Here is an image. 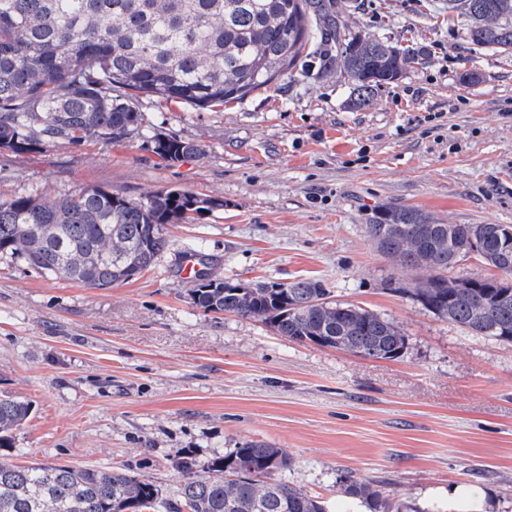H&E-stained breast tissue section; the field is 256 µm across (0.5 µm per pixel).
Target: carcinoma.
Masks as SVG:
<instances>
[{
  "instance_id": "cac0c4a2",
  "label": "carcinoma",
  "mask_w": 512,
  "mask_h": 512,
  "mask_svg": "<svg viewBox=\"0 0 512 512\" xmlns=\"http://www.w3.org/2000/svg\"><path fill=\"white\" fill-rule=\"evenodd\" d=\"M467 18V41L512 52V0H448ZM425 50L352 30L342 0H0V149L28 153L90 140L144 135L141 101L195 109L242 100L293 69L318 60L319 77L340 70L350 101L365 108L382 87L420 63ZM168 163L202 155L171 134L148 137ZM224 201L162 189L144 201L100 188L52 202L0 197V256L45 275L110 288L155 265L168 248L165 225L193 221ZM507 224H443L410 207L378 212L366 225L377 249L428 277L397 291L475 335L512 343V245ZM500 278L450 276L467 253ZM192 304L260 319L296 343L375 359L402 355L394 322L330 299L312 279L224 285L195 275ZM28 402L0 398V512H326L318 498L276 478L290 465L278 448L239 442L216 456L208 475L194 457L177 462L178 498L163 500L137 472L62 464L16 465L14 431ZM345 493L366 512H401L400 503L350 473Z\"/></svg>"
}]
</instances>
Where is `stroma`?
Segmentation results:
<instances>
[{
    "label": "stroma",
    "instance_id": "1",
    "mask_svg": "<svg viewBox=\"0 0 512 512\" xmlns=\"http://www.w3.org/2000/svg\"><path fill=\"white\" fill-rule=\"evenodd\" d=\"M347 3L355 29L426 51L366 108L348 107L345 76L297 69L212 110L144 100L152 131L203 146L179 163L143 140L0 150L3 198L99 187L224 202L168 225L158 262L109 288L0 257V397L32 406L12 463L131 469L174 499L184 452L204 465L254 440L280 448L291 461L280 479L330 512L355 508L347 472L408 512L446 505L458 485L512 512V345L399 293L425 271L400 268L366 233L375 211L400 206L445 224L512 225V53L469 44L448 0ZM194 249L216 279L321 281L333 300L394 321L408 346L361 357L198 309L182 274Z\"/></svg>",
    "mask_w": 512,
    "mask_h": 512
}]
</instances>
